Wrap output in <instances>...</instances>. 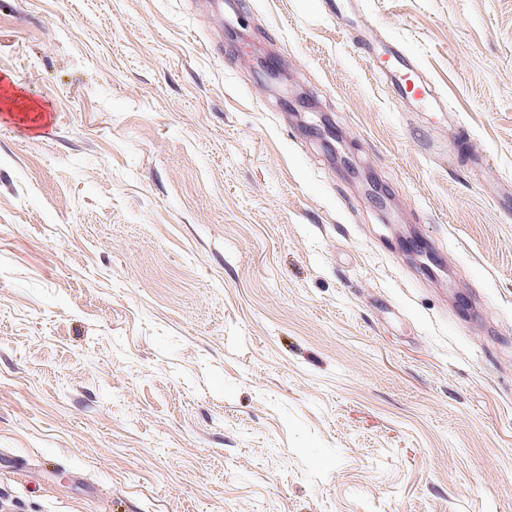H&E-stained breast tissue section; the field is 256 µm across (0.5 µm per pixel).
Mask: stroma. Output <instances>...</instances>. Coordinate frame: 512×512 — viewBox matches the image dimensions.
Wrapping results in <instances>:
<instances>
[{
    "label": "stroma",
    "mask_w": 512,
    "mask_h": 512,
    "mask_svg": "<svg viewBox=\"0 0 512 512\" xmlns=\"http://www.w3.org/2000/svg\"><path fill=\"white\" fill-rule=\"evenodd\" d=\"M7 86L0 512H512V0H0ZM353 45L369 57L371 52H382L393 61L394 67L391 70L388 72L382 70L378 74L390 81L395 99L396 94L399 98L410 95L419 102H429L432 99L431 86L416 74L418 69L416 60L398 43L389 42L385 45H377L370 40L366 33L356 31Z\"/></svg>",
    "instance_id": "obj_1"
}]
</instances>
